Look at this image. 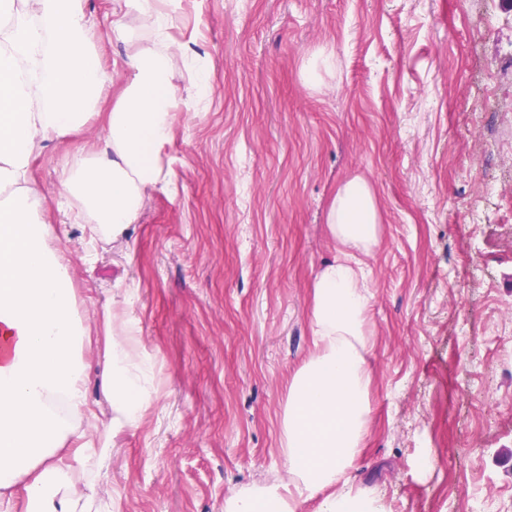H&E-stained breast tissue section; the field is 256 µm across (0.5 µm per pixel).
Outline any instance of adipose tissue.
<instances>
[{"label":"adipose tissue","instance_id":"adipose-tissue-1","mask_svg":"<svg viewBox=\"0 0 512 512\" xmlns=\"http://www.w3.org/2000/svg\"><path fill=\"white\" fill-rule=\"evenodd\" d=\"M149 20L147 46L127 54L126 85L106 115L95 154L68 156L58 197L96 235L123 236L147 198L170 191L162 150L177 112L209 96L202 58L176 53V0H124ZM194 72L186 88L176 66ZM94 31L82 0H0V512H93L78 477L101 470L116 432L136 428L154 403V360L141 352L130 299L100 312V364L111 418L99 439L80 426L87 402L85 347L93 339L77 316L68 263L42 219L48 202L31 180L45 141L83 130L107 99ZM339 255L312 282L311 356L288 384L282 417L283 479L237 494L225 512H297L320 497L319 512H384L347 477L370 416L372 336L366 256L381 246L373 191L346 181L327 214Z\"/></svg>","mask_w":512,"mask_h":512}]
</instances>
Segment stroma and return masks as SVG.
Wrapping results in <instances>:
<instances>
[{"label": "stroma", "instance_id": "35a3bbf8", "mask_svg": "<svg viewBox=\"0 0 512 512\" xmlns=\"http://www.w3.org/2000/svg\"><path fill=\"white\" fill-rule=\"evenodd\" d=\"M83 6L123 85L112 13L137 35L147 22L122 0ZM173 34L211 87L163 149L175 194L89 257L91 227L56 190L65 157L103 147L104 120L31 167L78 314L93 324L132 295L155 361V404L90 479L97 512H224L282 476L311 284L337 252L326 215L354 177L374 191L382 244L366 259L372 414L350 484L385 512H512V0H182ZM323 53L332 68L307 81ZM85 358V421L103 426L97 350Z\"/></svg>", "mask_w": 512, "mask_h": 512}]
</instances>
